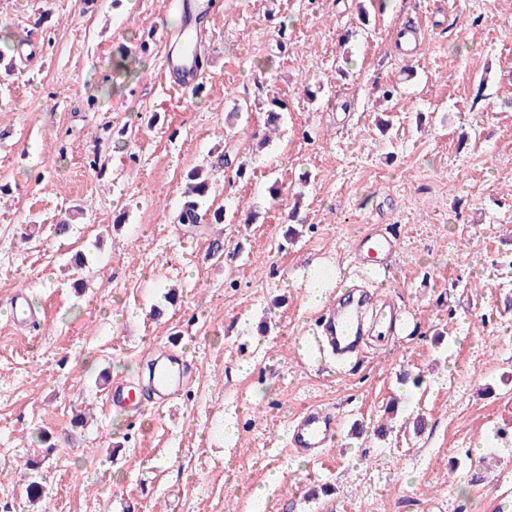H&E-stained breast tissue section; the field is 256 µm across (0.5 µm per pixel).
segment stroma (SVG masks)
<instances>
[{"instance_id":"35a3bbf8","label":"stroma","mask_w":512,"mask_h":512,"mask_svg":"<svg viewBox=\"0 0 512 512\" xmlns=\"http://www.w3.org/2000/svg\"><path fill=\"white\" fill-rule=\"evenodd\" d=\"M223 3L204 86L174 92L171 0H0V24L32 43L0 55V502L512 512V0H385L366 26L360 0ZM122 47L139 77L114 72ZM274 97L288 108L260 147ZM223 153L250 177L216 166ZM200 165L227 219L190 229L174 216ZM369 224L397 237L392 266L354 261ZM318 263L339 284L312 308L299 276ZM347 283L398 325L339 365L313 338ZM19 289L37 327L11 320ZM168 342L194 363L182 397L112 413L108 383L145 380ZM312 405L339 429L319 460L286 443Z\"/></svg>"}]
</instances>
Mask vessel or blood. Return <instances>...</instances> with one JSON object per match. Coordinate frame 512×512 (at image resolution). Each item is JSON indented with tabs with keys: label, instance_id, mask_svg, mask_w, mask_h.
<instances>
[{
	"label": "vessel or blood",
	"instance_id": "vessel-or-blood-1",
	"mask_svg": "<svg viewBox=\"0 0 512 512\" xmlns=\"http://www.w3.org/2000/svg\"><path fill=\"white\" fill-rule=\"evenodd\" d=\"M181 16V25L166 52L162 79L178 91L197 89L205 77L203 47L209 38L207 29L198 23L200 15L211 10L210 0H174ZM356 257L386 261L396 254L395 236L382 232L376 225H368L364 234L352 245ZM12 320L26 327L37 319L29 296L16 291L11 298ZM362 314L359 308H344L329 312L325 321V340L332 351L342 355L354 353L362 339ZM191 367L178 355L162 352L154 361L145 385L116 382L107 390V400L113 409L130 411L141 408L144 402L163 405L177 398L188 385ZM335 416L326 409L311 406L290 421L286 428L287 443L293 451L322 457L336 439Z\"/></svg>",
	"mask_w": 512,
	"mask_h": 512
}]
</instances>
